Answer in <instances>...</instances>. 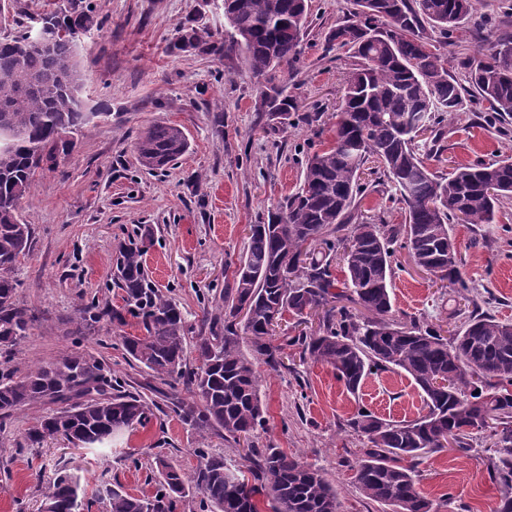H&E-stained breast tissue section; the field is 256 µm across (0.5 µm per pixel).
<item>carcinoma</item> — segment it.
I'll use <instances>...</instances> for the list:
<instances>
[{"mask_svg": "<svg viewBox=\"0 0 512 512\" xmlns=\"http://www.w3.org/2000/svg\"><path fill=\"white\" fill-rule=\"evenodd\" d=\"M476 2L353 0L350 16L330 29L328 43L353 59L334 142L308 156L299 188L269 212L267 222L249 225L233 283L224 288V326L212 318L209 334L195 337V367L186 363L184 314L149 279L145 247L119 246L112 284L123 292V305L102 308L93 301L81 320L136 319L144 334L121 337L126 354L191 390L197 399H184L170 386L172 411L202 437L222 430L235 446L246 442L244 458L252 465L243 469L198 448L197 468L188 475L158 457L161 479L150 496L102 482L98 494L107 512H177L192 488L201 495L202 512H261L260 496L269 512H340L338 490L320 470L278 448L256 446L265 423L256 361L283 367L288 348L302 363L331 367L352 395L370 375L395 370L420 391L425 413L415 420L389 421L363 408L347 420V431L370 443L351 464L366 498L391 512H437L418 490L422 450L436 453L450 443L469 448L473 435L488 429V474L504 490L498 512H512V323L480 311L457 264L445 261L458 253L452 225L493 224L499 205L512 199V157L448 173L427 164L466 94L474 91L488 104L490 126L512 119V36L499 39L489 58L473 60L465 86L434 44L435 31L443 44H455L454 32ZM308 15V0H224V23L234 31L231 48L254 77L264 79L258 111L286 114L291 108L278 72L299 60ZM48 17L65 31L49 51L22 48L25 29L0 41V350L6 353L32 321L15 302L13 272L33 238L31 225L19 219L20 202L38 170L53 168L58 151L74 146L61 134L89 121L71 83L79 68L72 31L92 23L90 5L73 0L70 10ZM177 33L178 50L224 53V44L208 42L193 24L180 25ZM187 148L184 131L169 124L152 125L134 142L140 164L151 170L168 166ZM371 161L404 205L400 228L359 221L368 190L361 175ZM347 225L350 231L339 234ZM401 234L414 263L459 288L472 306L447 337L414 319L392 317L391 246ZM339 256L342 280L331 270ZM313 311L321 312L318 329L272 343L274 315L286 312L302 325ZM245 339L250 357L241 349ZM38 402L61 408L27 433L33 445L62 437L103 447L151 416L142 395L108 392L103 367L92 357L64 355L19 379L0 373L1 414ZM80 492L79 481L58 467L41 512H79Z\"/></svg>", "mask_w": 512, "mask_h": 512, "instance_id": "1", "label": "carcinoma"}]
</instances>
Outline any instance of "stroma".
Listing matches in <instances>:
<instances>
[{
  "label": "stroma",
  "instance_id": "obj_1",
  "mask_svg": "<svg viewBox=\"0 0 512 512\" xmlns=\"http://www.w3.org/2000/svg\"><path fill=\"white\" fill-rule=\"evenodd\" d=\"M69 0H13L0 14V39L16 35L30 17L67 7ZM93 22L77 57L83 74L82 109L90 121L75 133L76 146L59 155L55 169L37 174L20 204L33 228L32 247L14 277L16 303L33 317L25 338L0 352V371L23 375L64 354L90 356L120 380L141 390L150 371L130 363L122 337L139 334L135 320L118 325L101 318L80 331L81 309L90 301L121 306L112 284L118 246L149 235L145 255L150 279L174 298L190 335L204 331V309L220 304L225 281L247 245V227L266 220L268 210L297 189L305 160L334 138L341 90L351 69L346 51L327 46V34L345 18L350 0H309L310 23L294 70L280 75L294 110L259 111L260 79L237 52L223 55L175 51L177 26L194 20L212 41L228 43L221 0H89ZM512 34V0H478L456 33L442 46L448 70L464 78L468 64ZM483 102L464 100L430 161L446 172L478 161L512 157V131L491 132ZM156 123L180 127L188 151L166 169L140 165L136 135ZM369 189L361 202L364 222L400 226L404 211L391 183L365 174ZM457 259L464 278L480 293L483 309L512 321V199L497 223L457 224ZM391 301L396 318L445 326L464 302L449 282L418 267L403 242L392 246ZM266 424L257 444L279 448L315 465L336 487L342 512H382L364 497L347 465L363 443L344 427L358 409L393 421L422 415L423 402L404 373L370 376L358 395L349 394L330 367L305 363L296 370L259 365ZM150 421L125 431L106 449L64 440L32 445L26 433L54 410L53 404L20 407L0 427V512H40L45 483L57 463L67 464L84 491L83 512H106L95 499L101 473L135 496L156 488L157 457L193 472L196 449L243 464L242 449L223 432L200 438L167 406L163 394ZM490 451L484 435L470 448L428 455L418 488L439 512H498L501 489L487 473Z\"/></svg>",
  "mask_w": 512,
  "mask_h": 512
}]
</instances>
